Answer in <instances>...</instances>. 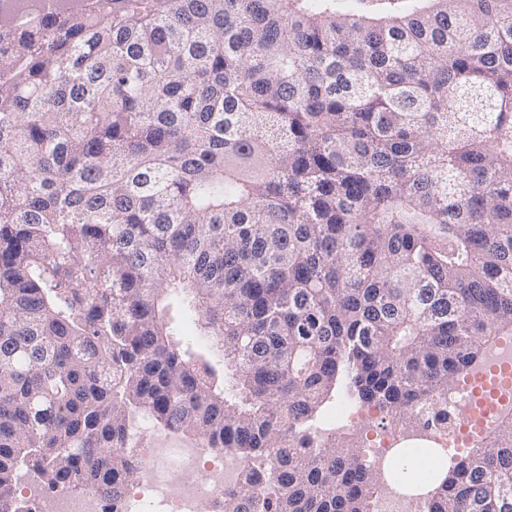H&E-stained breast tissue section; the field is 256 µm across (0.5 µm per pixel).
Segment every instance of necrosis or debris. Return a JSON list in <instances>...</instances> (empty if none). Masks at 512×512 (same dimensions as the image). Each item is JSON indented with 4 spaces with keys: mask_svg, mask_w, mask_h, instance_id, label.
I'll list each match as a JSON object with an SVG mask.
<instances>
[{
    "mask_svg": "<svg viewBox=\"0 0 512 512\" xmlns=\"http://www.w3.org/2000/svg\"><path fill=\"white\" fill-rule=\"evenodd\" d=\"M483 376H461L449 390L445 407L447 423L433 419V408L421 409L417 422L426 428L440 459L449 463L464 459L471 449L482 447L488 435L477 418L512 403V341L492 347L485 354ZM377 408L340 401L322 420L323 436L356 437L364 448V461L376 469H386L396 458L400 431L390 426L367 427ZM150 420L134 425L127 451L143 462L131 479L128 490L115 508H108L93 494L79 497L67 493L43 492L36 478H28L24 490L34 512H200L203 501L222 502L225 491L236 487L243 470L234 454L207 447L203 440L177 445L154 446L146 432Z\"/></svg>",
    "mask_w": 512,
    "mask_h": 512,
    "instance_id": "1",
    "label": "necrosis or debris"
}]
</instances>
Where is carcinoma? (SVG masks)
I'll return each instance as SVG.
<instances>
[{
	"instance_id": "cac0c4a2",
	"label": "carcinoma",
	"mask_w": 512,
	"mask_h": 512,
	"mask_svg": "<svg viewBox=\"0 0 512 512\" xmlns=\"http://www.w3.org/2000/svg\"><path fill=\"white\" fill-rule=\"evenodd\" d=\"M0 21V512L119 502L130 414L233 450L222 512H371L310 423L413 421L512 336V0H29ZM195 314V336L179 326ZM428 512H512V415ZM23 483L17 485L16 496L18 500H24L21 494ZM24 490L33 505L35 512H107V505L96 495L86 494L73 497L67 493H54L47 495L43 492L35 477L28 475Z\"/></svg>"
}]
</instances>
